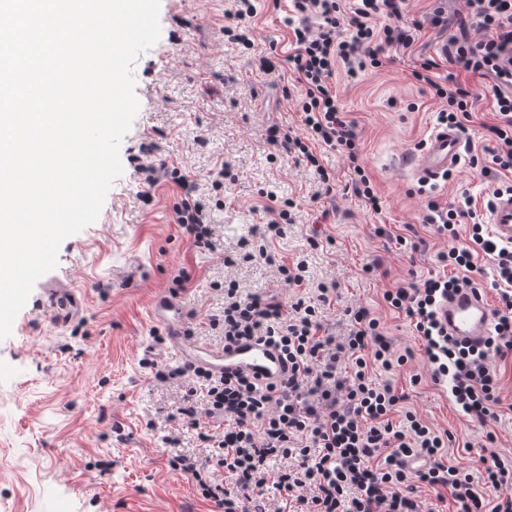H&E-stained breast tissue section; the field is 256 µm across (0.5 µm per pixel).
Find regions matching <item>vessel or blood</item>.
I'll list each match as a JSON object with an SVG mask.
<instances>
[{
	"label": "vessel or blood",
	"mask_w": 512,
	"mask_h": 512,
	"mask_svg": "<svg viewBox=\"0 0 512 512\" xmlns=\"http://www.w3.org/2000/svg\"><path fill=\"white\" fill-rule=\"evenodd\" d=\"M462 157V139L456 127L436 129L412 160L413 171L423 182L437 180L443 173L456 167ZM492 237L503 244H512V194L499 195L490 212ZM49 294L53 302L57 324L70 322L78 316L81 301L72 288H53ZM440 317L454 339L470 346L482 345L490 333L493 312L490 304L478 294L459 292L442 301ZM150 316L165 326L180 361L192 368H203L216 374L244 372L265 381L280 380L286 368L277 353L258 342H249L227 351L199 345L186 336L184 314L180 305L169 295H157L150 308Z\"/></svg>",
	"instance_id": "obj_1"
}]
</instances>
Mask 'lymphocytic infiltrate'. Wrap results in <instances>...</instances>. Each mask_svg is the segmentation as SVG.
<instances>
[{"label":"lymphocytic infiltrate","mask_w":512,"mask_h":512,"mask_svg":"<svg viewBox=\"0 0 512 512\" xmlns=\"http://www.w3.org/2000/svg\"><path fill=\"white\" fill-rule=\"evenodd\" d=\"M289 0L286 26L291 35L288 71L303 88L300 112L303 135L271 125L270 145L314 169L322 183L330 175L317 155L324 147L342 152L348 164L347 184L373 213L381 199L362 159L357 124L341 108L332 85L337 66L350 78L391 63L390 49H409L420 28L407 22L408 0ZM467 18L477 40L450 37L444 62L423 60L412 76L429 88L442 107L437 121L465 128L473 120V104L481 92L492 95V119L482 123L490 143L480 172L512 173V0H465ZM449 72H442V64ZM487 79L485 90L457 82L459 73ZM143 199H150L160 180L178 190L172 221L190 245L217 249L209 211L195 192L193 175L166 163L139 165ZM263 221L255 225L248 259L274 263V239L294 221V202L268 193ZM424 221L449 239L439 259L446 274L429 275L405 287L388 288L382 300L405 314L424 346L434 380L450 383L455 406L480 426L497 422L503 402L493 361L512 356V246L496 244L472 206L470 197L444 205L429 200ZM470 226L469 240L460 243V222ZM494 260L492 288L500 292L493 312L494 327L482 347H467L444 330L438 305L451 293L480 292L473 274L475 249ZM289 300L274 295L224 292V310L211 318L221 327L225 348L259 341L276 350L288 365L286 378L262 383L238 373L215 376L187 366H153L155 381L188 378L194 383L179 412L188 428L205 444V460L179 455L170 465L195 482L217 512H270L262 500L275 491L271 512H439L415 496L418 485L432 488L438 502L451 499L454 512H512V467L497 454L479 455L477 465L491 496L477 494L472 476L449 463L450 436L400 412L404 394L379 382L376 369L392 371L405 362L394 353L369 308L349 309L350 328L335 338L320 319L321 310L336 299L335 285L305 290L307 260L279 265ZM220 419L221 431L211 429ZM287 459L274 468L277 459Z\"/></svg>","instance_id":"1"}]
</instances>
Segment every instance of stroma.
Segmentation results:
<instances>
[{"label": "stroma", "instance_id": "35a3bbf8", "mask_svg": "<svg viewBox=\"0 0 512 512\" xmlns=\"http://www.w3.org/2000/svg\"><path fill=\"white\" fill-rule=\"evenodd\" d=\"M233 5L161 0L160 38L132 67L140 108L121 142L123 173L98 219L62 242L57 267L35 283L11 335L0 340V460L6 464L0 512H213L214 503L170 466L172 457H199L204 447L178 412L188 384L156 382L142 362L147 343L165 349L164 363L177 362L166 328L149 317L150 304L168 291L178 270L188 271L189 289L177 298L184 324L195 341L220 348L224 338L209 319L223 310L225 288L285 297L277 267L303 253L308 289L323 282L339 286V300L322 313L336 337L348 332L346 308L364 305L380 319L394 351L408 354L391 383L406 393L405 409L453 434L448 456L471 470L477 491L485 489L473 469L482 447L512 460V417L494 424L497 438L487 443L484 428L432 381L422 342L405 315L382 302L385 288L441 269L437 256L449 243L423 222L428 199L449 204L465 194L480 208L498 187L470 164L484 153L480 125L491 119L486 97L476 101L474 120L463 132L467 154L448 176L425 184L406 164L436 129L441 108L412 71L422 59H441L448 36L459 34L466 17L464 0L440 4L448 16L444 31L425 22L438 5L434 0H410L407 19L422 28L407 52L354 80L336 71L339 103L357 123L364 164L383 201L378 214L346 191L343 154L322 151L320 162L331 176L325 186L313 170L267 143L272 124L303 131L300 85L262 74L254 64L261 53L287 56L284 13L271 0H255V47L247 52L224 39ZM149 157L197 176L211 209L216 252L195 250L172 223L173 183L160 182L152 201L138 197L135 167ZM222 167L224 184L213 188L210 174ZM267 191L296 204L295 223L274 242L273 265L242 258L244 239L262 221L258 208ZM381 224L388 236L376 235ZM399 235L415 242L416 252L400 251ZM312 238L318 249H310ZM228 255L237 259L229 268ZM376 261L381 270L366 272ZM53 284L84 297L80 315L63 326L46 294Z\"/></svg>", "mask_w": 512, "mask_h": 512}]
</instances>
